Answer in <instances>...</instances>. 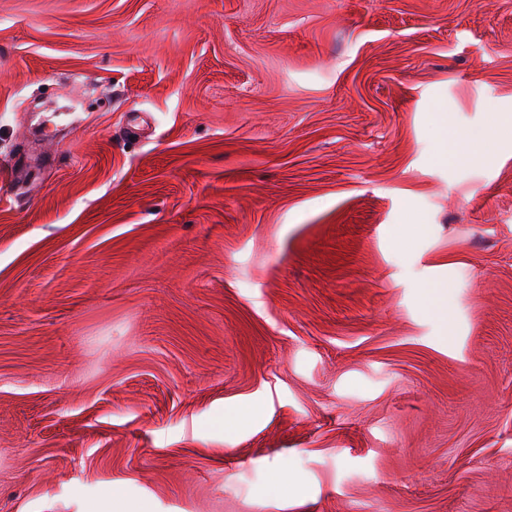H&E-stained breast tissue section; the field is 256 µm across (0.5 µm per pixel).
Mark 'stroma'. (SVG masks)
<instances>
[{
    "mask_svg": "<svg viewBox=\"0 0 512 512\" xmlns=\"http://www.w3.org/2000/svg\"><path fill=\"white\" fill-rule=\"evenodd\" d=\"M2 165L0 512H512V0H0Z\"/></svg>",
    "mask_w": 512,
    "mask_h": 512,
    "instance_id": "35a3bbf8",
    "label": "stroma"
}]
</instances>
